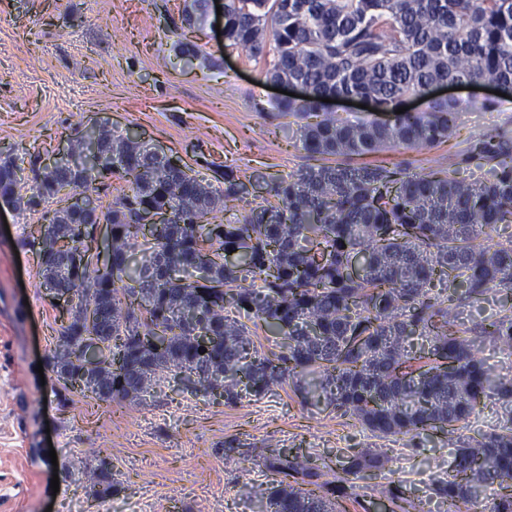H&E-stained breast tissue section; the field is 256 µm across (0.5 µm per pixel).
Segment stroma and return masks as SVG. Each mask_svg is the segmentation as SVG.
<instances>
[{"label":"stroma","mask_w":512,"mask_h":512,"mask_svg":"<svg viewBox=\"0 0 512 512\" xmlns=\"http://www.w3.org/2000/svg\"><path fill=\"white\" fill-rule=\"evenodd\" d=\"M183 0H0V148L17 161L51 156L87 127L139 130L206 179L210 163L239 175L285 176L303 150L256 115L273 99L268 60L224 47L210 14L194 38L207 60L186 65L170 20ZM450 141L423 151H386V162L455 158L469 141L512 130V96L494 108L484 91L462 90ZM0 512H265L271 474L245 458L229 465L227 446L269 441L324 460L339 472L343 448L387 449L382 469L350 480L347 512H448L433 488L453 455L446 435L378 437L326 407L301 405L288 384L224 405L182 390L166 375L144 397L100 404L61 403L42 382L38 361L53 347L59 313L45 296L37 256L14 245L41 221L37 212L0 207ZM108 456L111 487L55 477L73 457ZM58 489H51V482Z\"/></svg>","instance_id":"35a3bbf8"}]
</instances>
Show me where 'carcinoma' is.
Segmentation results:
<instances>
[{
	"mask_svg": "<svg viewBox=\"0 0 512 512\" xmlns=\"http://www.w3.org/2000/svg\"><path fill=\"white\" fill-rule=\"evenodd\" d=\"M209 9L210 0H188L172 22L187 63L202 57L189 35ZM224 47L271 54L265 80L303 86L306 98L255 111L295 118L282 127L317 163L270 180H243L226 166L220 189L104 125L77 137L71 160L55 166L36 155L26 170L0 151V206L38 212L61 202L20 240L37 255L45 288L70 292L45 368L65 393L104 403L139 398L167 373L227 405L288 381L301 404L323 403L374 434H448L454 459L435 494L451 509L476 506L490 491L491 512H512V378L480 347L488 338L512 349V312L467 327L449 306L512 292V236L478 243L512 226V131L494 130L460 159L487 168L482 181L451 174L445 157L427 172L373 159L454 136L464 100L395 113L435 85L473 79L512 90V0H224ZM338 97L395 119L346 122L323 102ZM115 175L130 192L103 211L101 191ZM258 180L276 202L251 206L246 188ZM76 195L93 206H66ZM223 211L232 216L216 222ZM98 224L112 226L109 266L91 258ZM247 280L260 285L242 287ZM437 284L448 290L444 301L431 295ZM232 308L282 336L279 350L259 353L252 330L226 315ZM492 396L506 424L478 438L456 435ZM247 453L275 476L265 490L272 512H335L349 477L387 462L354 448L329 481L327 465L273 444ZM67 473L100 483L111 462L76 457Z\"/></svg>",
	"mask_w": 512,
	"mask_h": 512,
	"instance_id": "obj_1",
	"label": "carcinoma"
}]
</instances>
